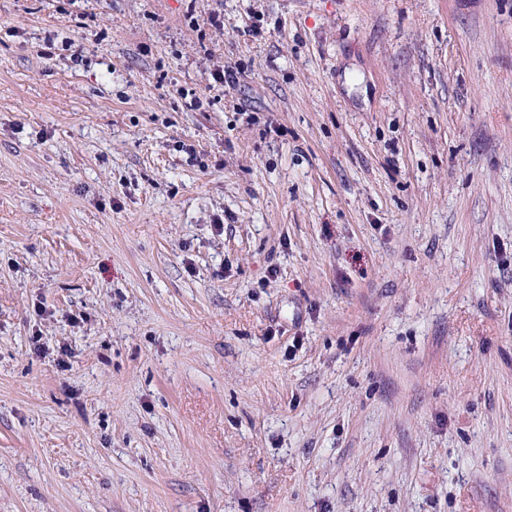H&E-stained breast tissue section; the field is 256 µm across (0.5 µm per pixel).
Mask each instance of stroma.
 <instances>
[{
    "label": "stroma",
    "mask_w": 512,
    "mask_h": 512,
    "mask_svg": "<svg viewBox=\"0 0 512 512\" xmlns=\"http://www.w3.org/2000/svg\"><path fill=\"white\" fill-rule=\"evenodd\" d=\"M0 512H512V0H0Z\"/></svg>",
    "instance_id": "stroma-1"
}]
</instances>
